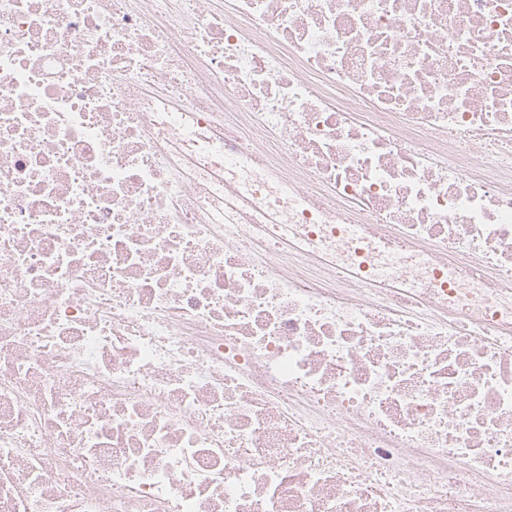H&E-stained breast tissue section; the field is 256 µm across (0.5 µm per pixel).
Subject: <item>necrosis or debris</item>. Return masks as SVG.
Listing matches in <instances>:
<instances>
[{
  "mask_svg": "<svg viewBox=\"0 0 512 512\" xmlns=\"http://www.w3.org/2000/svg\"><path fill=\"white\" fill-rule=\"evenodd\" d=\"M0 512H512V0H0Z\"/></svg>",
  "mask_w": 512,
  "mask_h": 512,
  "instance_id": "1",
  "label": "necrosis or debris"
}]
</instances>
